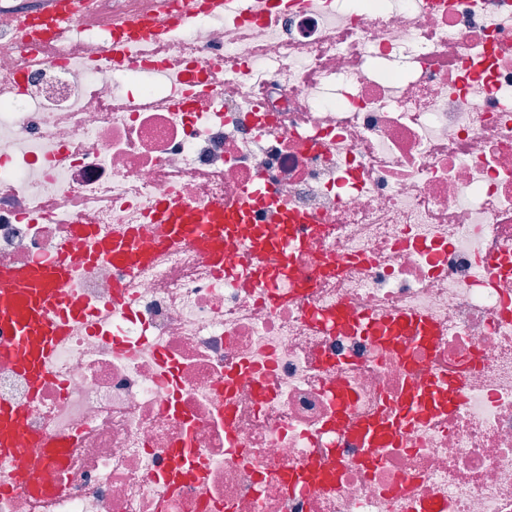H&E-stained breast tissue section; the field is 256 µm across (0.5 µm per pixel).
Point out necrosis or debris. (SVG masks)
Returning a JSON list of instances; mask_svg holds the SVG:
<instances>
[{
    "mask_svg": "<svg viewBox=\"0 0 512 512\" xmlns=\"http://www.w3.org/2000/svg\"><path fill=\"white\" fill-rule=\"evenodd\" d=\"M239 3L133 44L124 69L108 18L145 0H100L31 65L14 47L25 9L0 12V264L84 251L77 221L137 228L153 255L129 276L79 270L95 324L59 347L38 397L0 361V401L28 408L0 512H512V0H311L261 19ZM259 180L311 218L295 257L311 286L277 283V304L257 271L281 262L286 227L264 211L218 241L220 270L186 240L155 249L149 222L159 196L207 209ZM339 305L337 329L314 322ZM406 313L438 327L435 346L362 326ZM450 377L453 412L401 420L413 387ZM339 386L347 421L396 429L372 463L335 423ZM32 431L72 441L62 466ZM183 440L203 474L172 495ZM308 463L334 483L288 485ZM41 475L55 492L30 493Z\"/></svg>",
    "mask_w": 512,
    "mask_h": 512,
    "instance_id": "obj_1",
    "label": "necrosis or debris"
}]
</instances>
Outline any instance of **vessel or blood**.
<instances>
[{"mask_svg":"<svg viewBox=\"0 0 512 512\" xmlns=\"http://www.w3.org/2000/svg\"><path fill=\"white\" fill-rule=\"evenodd\" d=\"M87 0H47L36 16L24 18L19 26L20 40L30 44L32 32L46 34L50 44L63 42L70 31L69 22L82 12ZM233 0H154L136 16L112 27L110 53L122 67L132 66L127 47L145 37H157L171 29L191 26L200 12L223 16L231 10ZM248 205L229 203L200 210L189 204L160 200L154 215L157 248L173 242L189 240L206 252L216 266H223L224 255L215 251L216 240L223 237L229 225L240 223L247 215ZM73 232L86 239L90 247L75 254L60 249L47 262L25 266L0 264V360L12 362L27 382L31 394H39L51 372V359L58 344L70 329L85 317L81 303L69 287L80 265L109 262L133 271L149 264L150 253L137 249L134 235L112 236L99 232L89 224H75ZM392 335L409 333L431 340L434 329L417 316H403L389 325ZM432 402L421 389H412L402 403V417L407 421L425 416ZM27 423L23 405L0 401V460H22L24 450L16 445L18 434ZM357 433L366 452L384 447L393 433L391 426L379 423L361 425ZM29 446L41 449L52 462H60L69 452L70 441L49 439L40 434L29 437Z\"/></svg>","mask_w":512,"mask_h":512,"instance_id":"b4317fda","label":"vessel or blood"}]
</instances>
